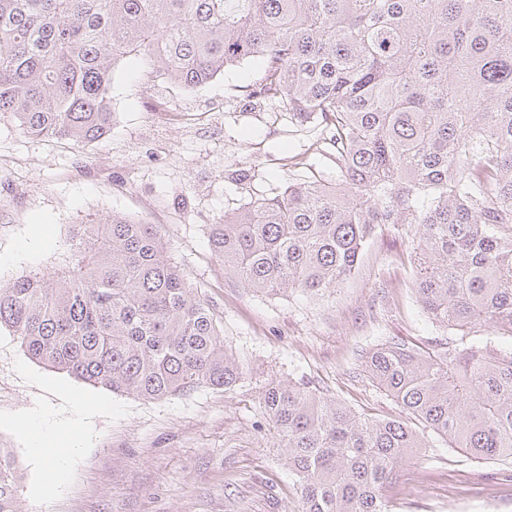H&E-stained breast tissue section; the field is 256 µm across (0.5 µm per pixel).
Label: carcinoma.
<instances>
[{"mask_svg": "<svg viewBox=\"0 0 512 512\" xmlns=\"http://www.w3.org/2000/svg\"><path fill=\"white\" fill-rule=\"evenodd\" d=\"M132 55L188 88L259 60L245 98L319 119L308 150L333 158L336 182L291 157L280 194L210 226L224 274L317 295L381 225L414 224L428 317L512 337V0H0V113L86 146L110 130L112 73ZM2 326L30 359L147 401L244 375L156 225L120 214L79 225L60 272L0 285ZM362 367L399 415L365 418L290 380L265 389L298 512H389L385 489L427 430L512 460V350L394 338ZM16 490L0 448V512H17Z\"/></svg>", "mask_w": 512, "mask_h": 512, "instance_id": "carcinoma-1", "label": "carcinoma"}]
</instances>
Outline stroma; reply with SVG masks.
<instances>
[{"label": "stroma", "instance_id": "stroma-1", "mask_svg": "<svg viewBox=\"0 0 512 512\" xmlns=\"http://www.w3.org/2000/svg\"><path fill=\"white\" fill-rule=\"evenodd\" d=\"M259 69L250 62L190 89L126 58L113 73L112 128L84 147L29 137L0 115V282L65 267L76 225L115 213L158 225L168 258L245 368L226 390L144 401L31 360L1 328L0 448L19 466L18 512H297L296 478L262 408L267 385L289 379L359 415L393 417L399 408L363 370L362 352L394 337L423 347L459 339L428 318L412 288L408 224L378 228L354 274L317 295H260L225 277L210 226L281 192L289 157L313 135L288 112L250 109L239 88ZM241 167L252 177L238 184L231 174ZM29 421L47 448L67 447L65 430L82 428L80 451L55 482L24 433ZM426 439L387 490L392 512H512L511 461Z\"/></svg>", "mask_w": 512, "mask_h": 512}]
</instances>
